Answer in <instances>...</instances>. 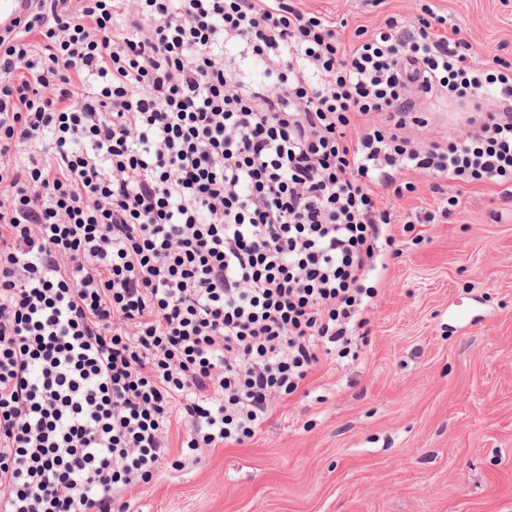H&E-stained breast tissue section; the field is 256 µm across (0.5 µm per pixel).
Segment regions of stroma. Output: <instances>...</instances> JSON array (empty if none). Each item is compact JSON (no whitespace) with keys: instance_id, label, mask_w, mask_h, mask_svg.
Returning <instances> with one entry per match:
<instances>
[{"instance_id":"stroma-1","label":"stroma","mask_w":512,"mask_h":512,"mask_svg":"<svg viewBox=\"0 0 512 512\" xmlns=\"http://www.w3.org/2000/svg\"><path fill=\"white\" fill-rule=\"evenodd\" d=\"M480 63L512 59V0H431ZM341 31L415 22L419 0H294ZM425 142L458 135L464 108L432 102ZM391 198L398 257L372 280L356 359L321 357L243 444L191 453L172 427L164 467L130 512H512V201L444 181ZM458 197L438 217L443 195ZM436 213L431 224L407 218ZM469 310L472 321L452 318Z\"/></svg>"}]
</instances>
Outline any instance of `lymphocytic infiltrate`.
<instances>
[{
  "mask_svg": "<svg viewBox=\"0 0 512 512\" xmlns=\"http://www.w3.org/2000/svg\"><path fill=\"white\" fill-rule=\"evenodd\" d=\"M445 24L348 45L289 0H41L0 36V512H128L176 423L253 438L348 355L413 175L512 200V61ZM423 96L466 130L412 138Z\"/></svg>",
  "mask_w": 512,
  "mask_h": 512,
  "instance_id": "obj_1",
  "label": "lymphocytic infiltrate"
}]
</instances>
